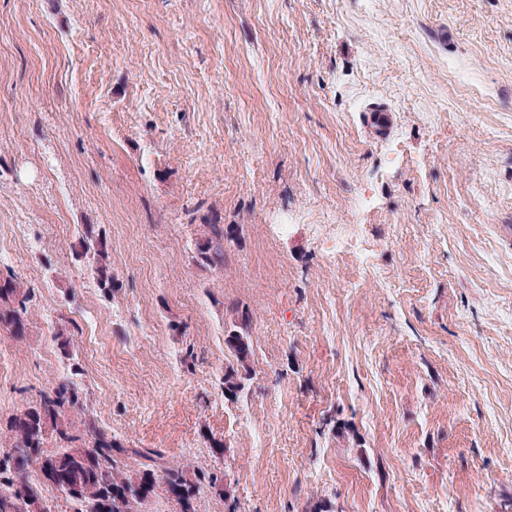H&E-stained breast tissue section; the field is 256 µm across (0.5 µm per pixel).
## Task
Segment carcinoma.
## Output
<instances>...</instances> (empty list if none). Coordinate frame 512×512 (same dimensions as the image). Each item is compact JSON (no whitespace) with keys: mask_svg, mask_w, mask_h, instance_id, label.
<instances>
[{"mask_svg":"<svg viewBox=\"0 0 512 512\" xmlns=\"http://www.w3.org/2000/svg\"><path fill=\"white\" fill-rule=\"evenodd\" d=\"M209 233L198 244L202 262L224 265L225 243L230 232L222 224L208 225ZM82 252L93 256L97 285L106 294L118 288L112 275L106 240L88 237ZM30 290L13 277L0 278V329L18 338L26 334ZM250 316L241 312L225 336L237 366L224 370V398L235 401L250 380L247 360ZM83 409V391L70 377L60 376L40 402L8 418L0 427V512H47L37 485L29 480V468L39 465L43 480L62 492L74 512H144L157 491L176 502L177 512H198L199 497L218 478L210 472H189L161 463V454L149 448H126L112 433L88 417L77 426L67 421L73 410ZM55 450H45L48 438ZM146 460L142 469L130 472L123 457Z\"/></svg>","mask_w":512,"mask_h":512,"instance_id":"carcinoma-1","label":"carcinoma"}]
</instances>
